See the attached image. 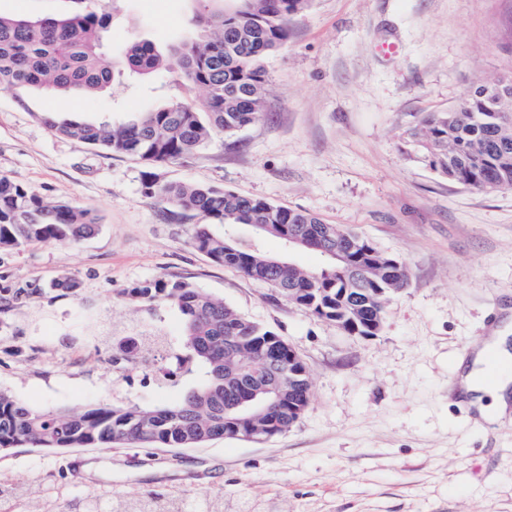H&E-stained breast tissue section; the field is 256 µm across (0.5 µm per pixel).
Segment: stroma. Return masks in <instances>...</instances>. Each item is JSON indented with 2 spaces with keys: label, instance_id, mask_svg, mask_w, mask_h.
I'll use <instances>...</instances> for the list:
<instances>
[{
  "label": "stroma",
  "instance_id": "stroma-1",
  "mask_svg": "<svg viewBox=\"0 0 512 512\" xmlns=\"http://www.w3.org/2000/svg\"><path fill=\"white\" fill-rule=\"evenodd\" d=\"M233 0H0V15L113 13L103 43L162 53L193 18ZM258 122L156 166L161 180L205 184L313 212L409 268L381 332L346 334L189 243L198 215L143 191L146 165L62 137L57 112L121 121L173 99L202 100L177 72L128 75L81 100L0 90V174L39 196L91 209L98 233L77 244L0 248V390L41 407L104 400L176 402L159 384L161 351L183 333L164 301L132 288L183 281L281 336L302 357L310 404L288 432L192 448L95 445L0 451V512H74L96 499L163 490L180 507L224 512H512V426L489 427L450 391L456 363L512 324V190L448 181L411 134L430 112L512 74V0H309L269 60ZM76 281L75 290L60 288ZM161 348L126 353L127 339Z\"/></svg>",
  "mask_w": 512,
  "mask_h": 512
}]
</instances>
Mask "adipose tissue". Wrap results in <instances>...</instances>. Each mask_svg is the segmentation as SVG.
Wrapping results in <instances>:
<instances>
[{
    "instance_id": "1",
    "label": "adipose tissue",
    "mask_w": 512,
    "mask_h": 512,
    "mask_svg": "<svg viewBox=\"0 0 512 512\" xmlns=\"http://www.w3.org/2000/svg\"><path fill=\"white\" fill-rule=\"evenodd\" d=\"M512 361V329L502 325L485 337L480 348L458 363L456 391L474 406L485 423L512 416V375L502 371Z\"/></svg>"
}]
</instances>
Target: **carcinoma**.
<instances>
[{
  "label": "carcinoma",
  "instance_id": "cac0c4a2",
  "mask_svg": "<svg viewBox=\"0 0 512 512\" xmlns=\"http://www.w3.org/2000/svg\"><path fill=\"white\" fill-rule=\"evenodd\" d=\"M305 0H244L247 13L222 10L195 19L197 37L163 56L153 43L136 41L118 59L103 51L101 31L110 15L75 14L65 18L27 19L0 16V87H25L86 97L102 91L126 73L151 75L166 67L206 98L170 100L124 122L103 116L83 122L54 114L43 116L57 134L114 154L138 157L150 170L143 174L147 198L184 212L201 214L224 225L216 234L198 224L190 245L213 262L232 267L274 288L283 299L316 317L345 324L358 336H375L392 295L408 283V270L358 233L327 224L317 215L233 190L164 182L151 168L190 156L217 133L233 135L258 121L268 82V58L288 38L290 19ZM236 33L232 42L225 30ZM471 89L446 112H430L412 133L429 167L477 191L512 190V122L488 111L484 91ZM266 224L264 235L284 239L295 229L304 234L330 233L360 248L348 262L327 260L308 270L285 263L276 268L253 240L234 233L237 226ZM88 209L44 200L27 187L0 175V247L33 242L75 244L98 231ZM157 297L176 308L184 336L174 353L176 368L163 374L177 385L197 382L175 403L142 407L92 404L80 411L29 405L0 390V448H81L93 444L188 448L207 438L231 437L245 423L258 433L288 431L305 413L309 374L290 373L292 350L273 330L252 321L224 301L186 282L160 283L132 290ZM275 396L274 406L243 413L229 405L249 403L253 390ZM113 512H178L176 505L151 491L134 501L120 499Z\"/></svg>",
  "mask_w": 512,
  "mask_h": 512
}]
</instances>
